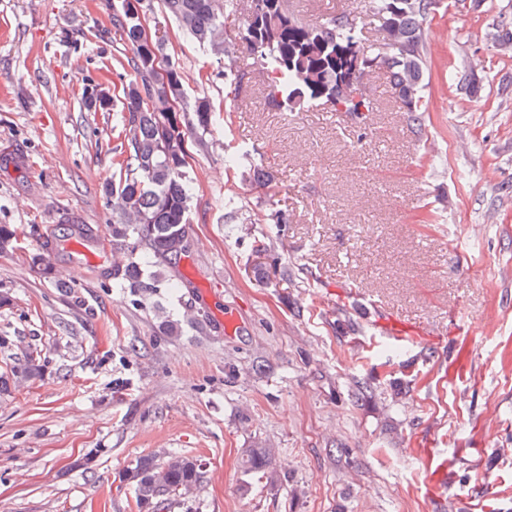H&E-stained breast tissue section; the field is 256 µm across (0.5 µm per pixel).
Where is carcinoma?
<instances>
[{
  "label": "carcinoma",
  "instance_id": "carcinoma-1",
  "mask_svg": "<svg viewBox=\"0 0 512 512\" xmlns=\"http://www.w3.org/2000/svg\"><path fill=\"white\" fill-rule=\"evenodd\" d=\"M166 15L200 45L213 51L224 42V12L245 9L248 20L240 33L241 42L254 56L253 65L265 76L269 102L278 109L293 111L312 103H322L333 112L370 110L371 96L359 103L346 100L349 74L346 56L360 54L369 65L385 71L393 95L400 101L404 119L416 130L425 125L420 109L424 75V24L439 0H369L368 10L382 22L386 36L375 42L365 39L351 13L342 11L315 21L295 14L291 0H160ZM151 9L150 0H120L112 6V26L119 33L134 77L122 84L123 127L127 149L120 163V174L105 188L112 208V266L102 275L112 279V287L128 288L145 296L158 287L161 272L148 273L137 255L143 254L156 265H175L185 251L176 247L177 232L188 227L193 180L187 173L189 139L197 129L213 127L214 108L205 96L196 99L192 114L169 108V102L183 97L179 67L169 64L167 81L153 72V58L162 55L160 41L148 46L142 41L141 16ZM229 166L244 165L252 178L266 184L272 176L254 164L247 155H228ZM227 224L238 233H251V225L272 222L269 235L253 241L255 251L273 255L284 245V220L279 214L266 215L248 206L231 205L224 214ZM60 239L41 236V261L54 254ZM259 280L287 279L288 266L273 259L256 271ZM21 356L0 376V389L9 381L40 375V351L18 347ZM278 449L245 448L241 462L248 473H259L273 484L277 474L273 462ZM122 478L135 492L139 512H157L163 501L194 494L203 478L198 459L182 454L163 457L142 455L127 467Z\"/></svg>",
  "mask_w": 512,
  "mask_h": 512
}]
</instances>
